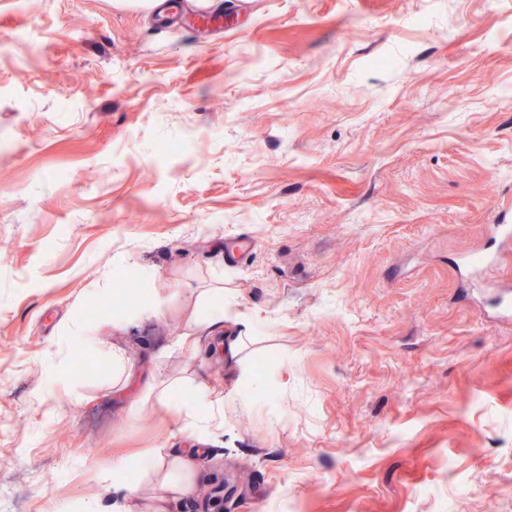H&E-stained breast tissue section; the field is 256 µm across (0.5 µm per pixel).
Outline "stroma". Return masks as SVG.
I'll return each mask as SVG.
<instances>
[{"label":"stroma","instance_id":"35a3bbf8","mask_svg":"<svg viewBox=\"0 0 512 512\" xmlns=\"http://www.w3.org/2000/svg\"><path fill=\"white\" fill-rule=\"evenodd\" d=\"M161 2L0 0V512H512V0ZM199 5L191 13L195 21L191 27L203 32L221 31L224 29V16L214 13L208 0H198ZM200 23L201 26L197 27ZM180 395L190 419L187 429L195 435H207V422L213 408V399L200 388L183 391Z\"/></svg>","mask_w":512,"mask_h":512}]
</instances>
